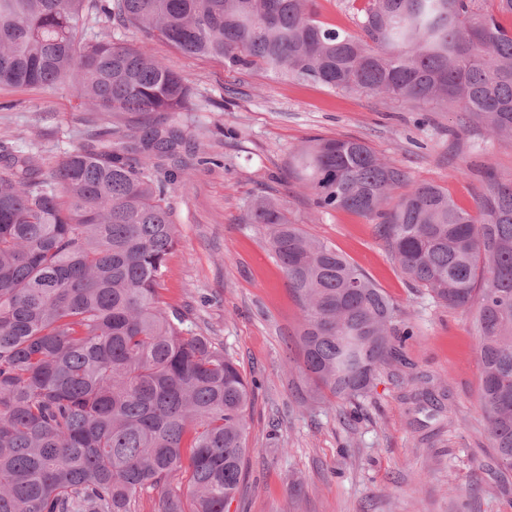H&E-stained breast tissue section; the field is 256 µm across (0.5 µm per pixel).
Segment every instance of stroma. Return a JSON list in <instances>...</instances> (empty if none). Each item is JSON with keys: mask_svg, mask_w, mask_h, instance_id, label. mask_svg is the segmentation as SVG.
Segmentation results:
<instances>
[{"mask_svg": "<svg viewBox=\"0 0 512 512\" xmlns=\"http://www.w3.org/2000/svg\"><path fill=\"white\" fill-rule=\"evenodd\" d=\"M93 33L144 49L193 90L191 111L171 116L195 163L168 194L179 241L160 294L259 386L246 478L229 512H512V472L500 477L480 408L471 314L409 287L376 223L319 208L289 166L310 140L358 137L411 181L439 185L471 210L486 172L512 179V143L478 154L482 129L456 112L232 71L116 24ZM84 112L66 87L0 86V142L35 149L53 168L84 135ZM258 196L283 201L292 221L358 266L414 330L405 355L418 380L403 383L398 365L382 370L358 420H346L332 397H310L301 312L265 228L242 220Z\"/></svg>", "mask_w": 512, "mask_h": 512, "instance_id": "35a3bbf8", "label": "stroma"}]
</instances>
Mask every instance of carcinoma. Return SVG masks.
<instances>
[{
  "label": "carcinoma",
  "instance_id": "carcinoma-1",
  "mask_svg": "<svg viewBox=\"0 0 512 512\" xmlns=\"http://www.w3.org/2000/svg\"><path fill=\"white\" fill-rule=\"evenodd\" d=\"M316 0H0V86L67 85L88 107L83 143L51 170L0 150V512H226L244 481L254 390L237 361L158 289L177 245L168 186L188 164L168 114L184 79L145 50L92 40L119 22L233 70L329 90L444 105L512 139V0H367L363 36ZM324 210L380 219L415 288L473 313L481 405L512 471V179L469 211L414 183L358 138H317L292 158ZM401 199L386 208L395 190ZM243 220L269 234L302 316L315 396H369L404 361L393 300L271 197Z\"/></svg>",
  "mask_w": 512,
  "mask_h": 512
}]
</instances>
